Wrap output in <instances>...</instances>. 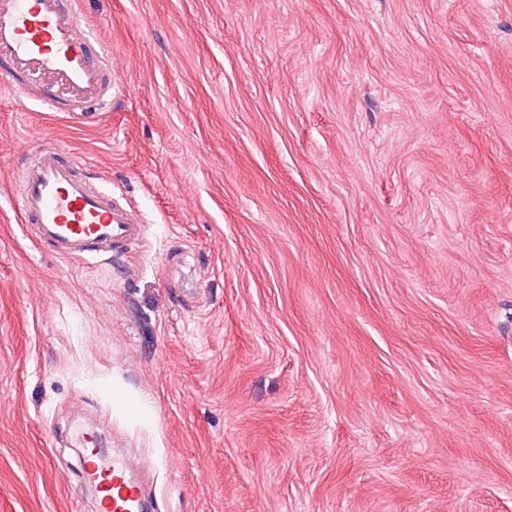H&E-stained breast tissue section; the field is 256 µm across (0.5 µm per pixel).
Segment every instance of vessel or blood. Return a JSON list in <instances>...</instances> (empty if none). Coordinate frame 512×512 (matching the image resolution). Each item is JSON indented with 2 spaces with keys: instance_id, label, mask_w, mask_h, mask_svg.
Returning a JSON list of instances; mask_svg holds the SVG:
<instances>
[{
  "instance_id": "1",
  "label": "vessel or blood",
  "mask_w": 512,
  "mask_h": 512,
  "mask_svg": "<svg viewBox=\"0 0 512 512\" xmlns=\"http://www.w3.org/2000/svg\"><path fill=\"white\" fill-rule=\"evenodd\" d=\"M78 2L0 0V79L52 112L72 105L83 113L123 93L121 77L104 65L110 54ZM13 178L20 187L15 213L33 243L55 255L83 262L144 238L140 214L82 176L57 147L38 150ZM84 473L100 512H143L145 488L124 454L92 452Z\"/></svg>"
}]
</instances>
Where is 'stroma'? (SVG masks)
Returning <instances> with one entry per match:
<instances>
[{
  "label": "stroma",
  "mask_w": 512,
  "mask_h": 512,
  "mask_svg": "<svg viewBox=\"0 0 512 512\" xmlns=\"http://www.w3.org/2000/svg\"><path fill=\"white\" fill-rule=\"evenodd\" d=\"M125 92L0 81V512H512V0H83ZM142 247H34L40 136ZM91 451L84 473L85 478L98 493L99 510L102 512H142L145 505V488L134 477L127 457L113 453L105 457L100 448Z\"/></svg>",
  "instance_id": "35a3bbf8"
}]
</instances>
